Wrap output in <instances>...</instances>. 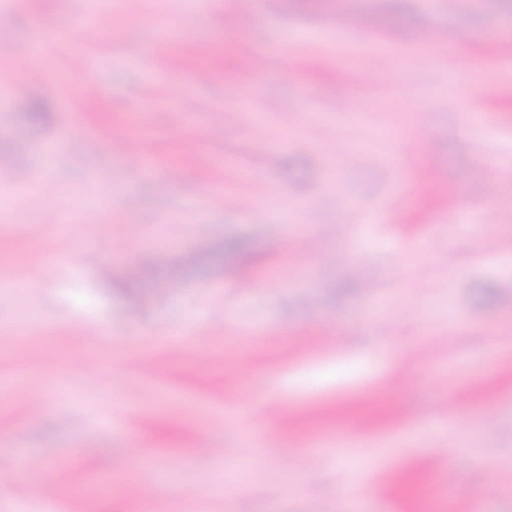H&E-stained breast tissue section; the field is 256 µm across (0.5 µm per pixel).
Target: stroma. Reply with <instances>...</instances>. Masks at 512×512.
<instances>
[{"label": "stroma", "mask_w": 512, "mask_h": 512, "mask_svg": "<svg viewBox=\"0 0 512 512\" xmlns=\"http://www.w3.org/2000/svg\"><path fill=\"white\" fill-rule=\"evenodd\" d=\"M193 2L0 0V512H512V0Z\"/></svg>", "instance_id": "stroma-1"}]
</instances>
